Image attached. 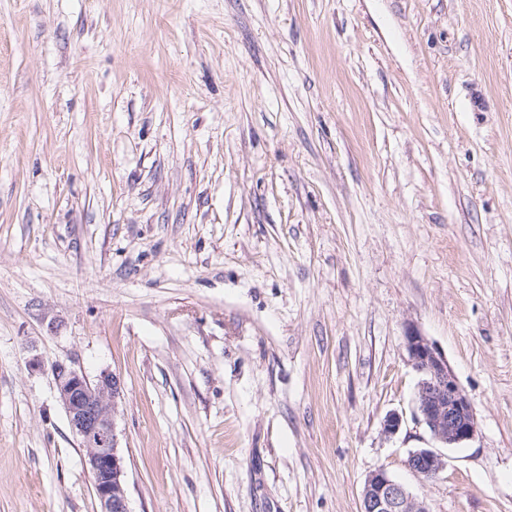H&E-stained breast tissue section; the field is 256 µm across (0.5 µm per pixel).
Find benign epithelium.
<instances>
[{
  "mask_svg": "<svg viewBox=\"0 0 512 512\" xmlns=\"http://www.w3.org/2000/svg\"><path fill=\"white\" fill-rule=\"evenodd\" d=\"M407 350L421 374L416 391V418L433 440L457 448L477 433L472 406L448 367L447 358L420 332L406 334ZM50 372L72 432L85 450L86 463L95 476L94 490L101 512H130L125 485L124 458L118 449L115 414L121 382L103 372L91 381L72 363L55 360ZM408 468L424 478H434L446 467L445 459L430 448L409 453ZM361 512H427L399 481L384 469L370 473L362 490Z\"/></svg>",
  "mask_w": 512,
  "mask_h": 512,
  "instance_id": "benign-epithelium-1",
  "label": "benign epithelium"
}]
</instances>
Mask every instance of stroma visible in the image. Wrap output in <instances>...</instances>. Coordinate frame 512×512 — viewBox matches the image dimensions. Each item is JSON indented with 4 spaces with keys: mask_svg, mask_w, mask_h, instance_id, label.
<instances>
[{
    "mask_svg": "<svg viewBox=\"0 0 512 512\" xmlns=\"http://www.w3.org/2000/svg\"><path fill=\"white\" fill-rule=\"evenodd\" d=\"M36 356L120 378L131 512H512V0H0V512H100ZM406 341L409 358L421 374L416 391V418L437 443L458 448L477 433L472 406L462 394L447 358L427 337L409 329ZM408 468L424 478H434L446 467L441 454L430 448H417L409 453ZM361 512H427L399 481L384 469L370 473L362 490Z\"/></svg>",
    "mask_w": 512,
    "mask_h": 512,
    "instance_id": "stroma-1",
    "label": "stroma"
}]
</instances>
